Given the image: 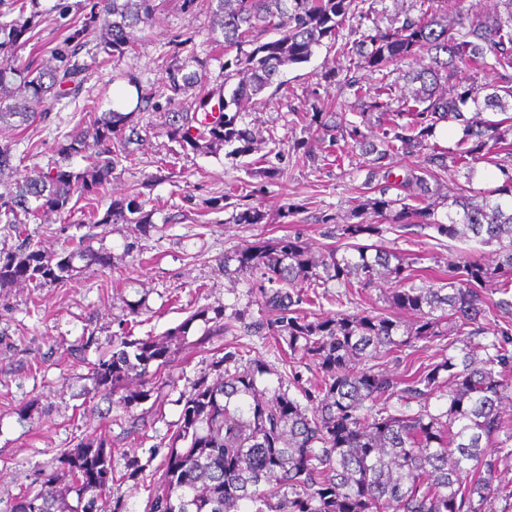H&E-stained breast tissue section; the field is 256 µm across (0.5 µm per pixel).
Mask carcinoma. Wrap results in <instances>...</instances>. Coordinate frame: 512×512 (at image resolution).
Returning <instances> with one entry per match:
<instances>
[{
	"label": "carcinoma",
	"mask_w": 512,
	"mask_h": 512,
	"mask_svg": "<svg viewBox=\"0 0 512 512\" xmlns=\"http://www.w3.org/2000/svg\"><path fill=\"white\" fill-rule=\"evenodd\" d=\"M353 0H207V31L224 50L223 81L216 86L187 64L175 62L161 84L137 96L130 112L110 109L98 114L85 104L95 127V146L79 132L59 142L57 154L83 156L87 165L76 171L56 165L21 181L13 179L16 155L9 143L0 144V224L17 233L21 243L0 251V288L16 281L34 287L74 278L92 267H111L112 256L77 242L58 254L42 251L24 234L25 224L48 214L71 216L72 199L93 201L110 182L131 146L143 141L139 115L157 112L159 100L171 106L163 130L183 154L218 146L231 153L249 151L251 132L238 123L241 104L273 84L281 68L307 59L313 46L336 31ZM401 25L381 28L369 13L371 27L342 52L358 56L364 67L382 72L406 63L402 82L378 83L354 92L377 134H364L342 121L319 123L324 132L341 130L373 169L387 181L366 186L355 198L351 216L370 210L401 227L417 225L453 239H475L502 245L494 264L476 255L448 265V278L414 282L410 267L420 261L358 237L381 232L378 224L337 226L340 244L331 246L319 262L296 239L259 241L224 259V273L259 282L265 316L244 322V314L224 321V307L193 311L163 338L112 339L109 358L91 364L89 375L97 388L112 395L133 378H161L172 345L188 335L195 321L205 324L199 342L222 336L235 322L255 333L267 331L286 345L284 354L299 363L317 365L321 377L303 389L307 404L288 394L282 377L277 385L263 383L272 375L265 363L249 361L242 369V350L236 347L215 362L219 378L201 379L182 396L183 409L163 462L161 481L148 512H495L502 500L512 508V489L498 480L500 463L512 456L505 439L502 405L512 395V328L490 329L491 319L512 313V167L498 155L512 158V116L500 120L484 112L507 111L512 100V11L461 17L450 24L432 2ZM158 8L157 0H89L81 24L49 50L46 58L31 57L23 66L0 61V127L16 129L46 120L52 102L76 99L89 80L79 51L96 34L98 46L112 60L135 49L132 31L146 25ZM27 0H13V9L0 12V52L11 53L20 40L42 22L35 11L25 14ZM274 31L277 38L262 41ZM489 69L497 76L484 96L470 86L460 88L467 69ZM236 81L230 98L224 88ZM198 93L187 105L180 99L188 89ZM398 102L401 107L393 109ZM454 121L462 126L455 148L443 150L429 142L436 126ZM425 153L424 164L406 169L401 181L391 182L393 158ZM479 163L499 170L498 184L484 191L471 187ZM466 169V184L444 199L450 201L447 221L436 218L440 202L430 182L449 170ZM392 189L400 194L391 198ZM140 188L114 200L91 223L138 224L149 233L154 210L146 211ZM266 215L256 207L237 212L238 224H261ZM381 279L392 283L383 295L395 310L411 311L409 324L390 314L312 310L316 301L296 288L299 282L318 287L334 280L366 289ZM502 297L493 300L487 289ZM492 335L486 343L478 336ZM448 348L462 344L459 353L439 362L408 366L400 375L387 372L386 363L407 350L427 348L435 341ZM447 398L446 410L434 414L429 400ZM414 401L413 413L389 411L392 399ZM56 461L60 470L48 475L34 495L21 496L4 512H108L112 481V449L89 435ZM75 495L76 504L68 501Z\"/></svg>",
	"instance_id": "cac0c4a2"
}]
</instances>
